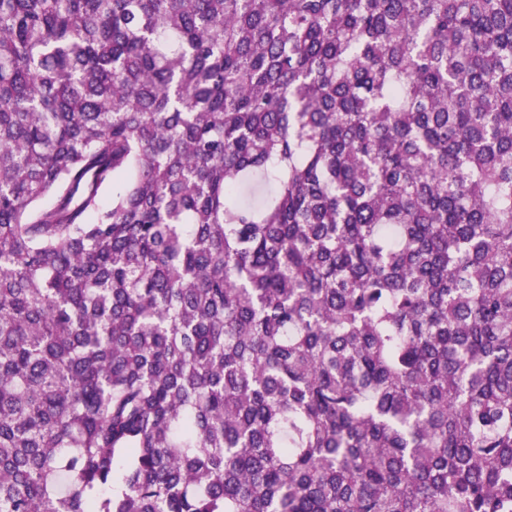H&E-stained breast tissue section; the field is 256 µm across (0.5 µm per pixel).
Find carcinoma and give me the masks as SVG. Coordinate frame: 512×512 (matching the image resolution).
<instances>
[{"label": "carcinoma", "instance_id": "carcinoma-1", "mask_svg": "<svg viewBox=\"0 0 512 512\" xmlns=\"http://www.w3.org/2000/svg\"><path fill=\"white\" fill-rule=\"evenodd\" d=\"M0 512H512V0H0Z\"/></svg>", "mask_w": 512, "mask_h": 512}]
</instances>
